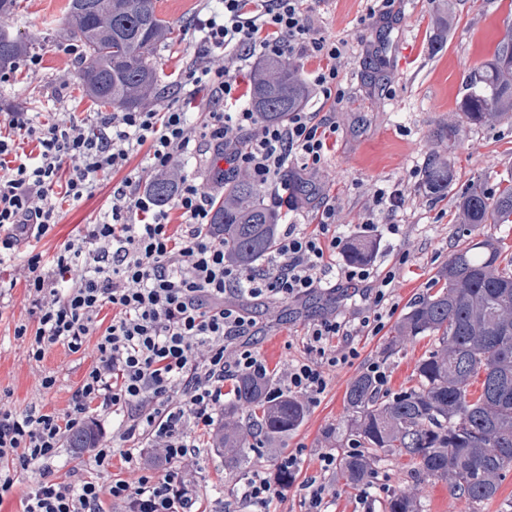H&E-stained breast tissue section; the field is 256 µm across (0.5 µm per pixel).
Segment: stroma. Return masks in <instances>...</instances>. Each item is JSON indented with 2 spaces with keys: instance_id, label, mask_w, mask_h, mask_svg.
I'll return each instance as SVG.
<instances>
[{
  "instance_id": "obj_1",
  "label": "stroma",
  "mask_w": 512,
  "mask_h": 512,
  "mask_svg": "<svg viewBox=\"0 0 512 512\" xmlns=\"http://www.w3.org/2000/svg\"><path fill=\"white\" fill-rule=\"evenodd\" d=\"M369 5L370 0H315L313 5L321 31L348 39L353 49L339 64L348 89L344 102L336 106L311 96L305 105L309 112L321 107L335 110L339 128L336 150L327 166L304 176L302 207L311 215L323 200L335 199L336 229L347 232L359 224L375 190L394 184L404 190L406 203L398 234L369 236L375 244L373 265L395 275L396 309L384 316L378 334L355 338L358 357L331 372L320 402L308 406L304 421L285 441V452H301L303 464L276 510L304 512L299 484L316 478L336 492L328 512H383L392 493L410 489L418 490L424 512H466L464 500L450 493L446 482L417 483L407 459L380 462L375 488L366 497L346 488L335 473L323 472L319 456L329 452L339 457L349 451V443H336L335 432L348 417L346 389L368 364L384 366L386 394L416 385L417 363L432 348L433 339L406 340L391 355L385 354L384 346L409 304L431 291L437 268L458 243L455 199L471 186L492 190L499 181L512 177V119L465 128L453 143L435 140L442 127L456 121L469 74L493 57L506 29L512 27V0H395L390 12L366 30L360 21ZM63 7L62 0H19L17 27L36 42L35 53L42 64L36 71L21 63L9 70L8 81L0 83L1 111L11 112L21 105L43 122L54 120L60 112L84 119L97 111V104L81 90L78 54L60 25ZM219 7L218 0H157L159 17L174 27L177 38L154 52L158 89L151 108L161 112L176 102V83L195 49L191 21L204 9ZM437 13L451 15L452 25L426 37L430 19ZM436 146L456 169L447 196L439 199L428 196L421 185L422 169ZM121 178L118 172L105 173L92 197L63 202L60 221L39 242V250L53 254L83 225L103 216L112 186ZM17 275L16 267H0V279L16 282L10 301L0 307V403L19 411L34 406L60 413L67 409L94 352L73 354L58 346L42 361L32 359L27 345L14 336L16 326L31 320L28 290ZM356 301L353 288L345 286L334 292L319 289L291 303L247 297L240 303L256 322L249 344L278 378L289 362L304 356L309 324L349 312ZM47 375L55 376L56 384L45 391L40 382ZM247 456L241 469L230 472L217 449L208 444L201 448L193 474L207 512H256L229 491L243 484L252 471L272 476L278 460L259 441Z\"/></svg>"
}]
</instances>
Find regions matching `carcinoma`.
Returning a JSON list of instances; mask_svg holds the SVG:
<instances>
[{"instance_id": "carcinoma-1", "label": "carcinoma", "mask_w": 512, "mask_h": 512, "mask_svg": "<svg viewBox=\"0 0 512 512\" xmlns=\"http://www.w3.org/2000/svg\"><path fill=\"white\" fill-rule=\"evenodd\" d=\"M18 0H0V70L32 50V42L14 32ZM64 31L81 48L82 88L101 106L132 111L155 97L157 76L152 56L174 29L156 11V0H67ZM308 88L287 60L259 61L249 100L263 121L283 123L301 109ZM461 124L482 125L512 118V31L499 42L491 62L473 70L462 100ZM459 124V125H461ZM459 125L440 132L455 140ZM454 180L450 162L430 154L423 172L426 190L441 197ZM176 176L147 182L148 195L167 205ZM462 237L434 275L436 290L408 306L386 344L394 353L404 337L433 336L435 345L417 365L418 384L382 395L374 379L359 374L345 393L348 431L364 448L341 457L339 478L352 489L370 485L382 457L407 456L416 477L448 483L465 498L469 512L494 501L512 470V256L493 237L477 239L481 224L512 223V179L486 192L469 189L456 201ZM281 210L267 204L248 176L229 184L215 202L211 231L224 238L231 262L255 268L275 250ZM372 257L371 246L353 244L345 252L352 264ZM484 373L482 391L470 397L472 379ZM305 406L286 393H273V379L237 376L224 402V423L213 439L224 468L234 471L246 458L251 440L260 439L277 453L305 417ZM95 433L84 428L68 437L69 448H91ZM385 512H421L406 494L388 497Z\"/></svg>"}]
</instances>
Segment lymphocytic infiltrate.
Segmentation results:
<instances>
[{
    "mask_svg": "<svg viewBox=\"0 0 512 512\" xmlns=\"http://www.w3.org/2000/svg\"><path fill=\"white\" fill-rule=\"evenodd\" d=\"M222 11L196 19L199 32L183 81L190 99L207 112L192 127L187 112H98L96 133L71 113L36 121L28 112L0 116V264L17 263L28 289L33 325L14 335L28 339L34 360L52 346L80 352L95 337L96 359L61 413L0 405V501L21 472L31 473L23 512H200L193 476L199 437L224 409V384L241 374L268 373L249 345L255 321L235 304L238 296L297 301L319 288L357 287L373 315L335 314L310 325L307 355L289 363L283 389L318 403L331 367L356 358L353 347L333 340L378 333L392 300L393 274L368 266H340L348 236L336 231V207L324 204L314 221L295 213L262 266L242 269L209 232L212 193L196 178L181 177L170 209L157 207L140 173L128 170L147 151L154 174L164 175L182 156L212 146L223 152L214 166L217 183L247 172L264 190L282 187L290 164L319 171L336 137L332 112H293L283 124L263 122L239 93L238 71L257 55L299 56L321 61L311 72V92L334 103L345 97L337 66L348 40L325 36L305 0H223ZM125 170L109 209L64 241L51 261L33 243L56 226L59 202L91 196L102 174ZM64 183L63 196L53 187ZM405 204L400 189H377L362 218L363 230H399ZM180 224L171 228L170 214ZM110 309V323L100 313ZM125 412L117 437L131 478L102 482L114 450L98 445L83 455L67 479L54 477L66 435L104 412Z\"/></svg>",
    "mask_w": 512,
    "mask_h": 512,
    "instance_id": "f902f5d3",
    "label": "lymphocytic infiltrate"
}]
</instances>
